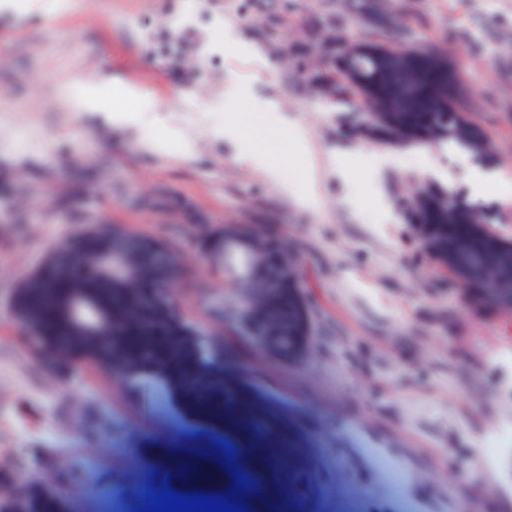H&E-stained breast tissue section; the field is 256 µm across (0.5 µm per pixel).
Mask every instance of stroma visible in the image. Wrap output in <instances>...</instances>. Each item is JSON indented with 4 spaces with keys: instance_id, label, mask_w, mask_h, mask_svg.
<instances>
[{
    "instance_id": "35a3bbf8",
    "label": "stroma",
    "mask_w": 512,
    "mask_h": 512,
    "mask_svg": "<svg viewBox=\"0 0 512 512\" xmlns=\"http://www.w3.org/2000/svg\"><path fill=\"white\" fill-rule=\"evenodd\" d=\"M356 2L0 0V499L136 512L148 483L269 512L277 485L255 450L277 434L290 448L279 472L307 512H512V311L470 306L407 207L438 188L512 240V0H385L404 42L457 64L485 159L450 139H360L351 101L289 72L287 48L314 28L365 31ZM146 103L165 126L104 118ZM230 120L274 142L288 132L300 167L269 174ZM228 223L299 256L313 326L300 361L225 324L239 291L203 239ZM117 224L170 244V293L211 329L181 337L179 367H77L22 339L9 309L22 279L59 242ZM186 454L206 481L186 477ZM35 455L38 480L17 489L11 475Z\"/></svg>"
}]
</instances>
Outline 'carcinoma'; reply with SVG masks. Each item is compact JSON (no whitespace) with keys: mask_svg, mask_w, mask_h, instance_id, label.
<instances>
[{"mask_svg":"<svg viewBox=\"0 0 512 512\" xmlns=\"http://www.w3.org/2000/svg\"><path fill=\"white\" fill-rule=\"evenodd\" d=\"M308 42L314 47L311 55L289 59L292 69L306 76L309 85L319 94L350 95L357 100L361 112L354 132L370 141L400 144L452 138L475 150L488 143L483 129L466 116L443 128L440 118L448 111V65L446 58L418 44L388 45L377 31L367 32L348 41L339 62L332 61L336 43L321 38L313 31ZM412 216L418 224L432 226L437 240L477 252L482 248H499L512 257V242L488 227L490 218L472 211L463 224H448V194L428 189L414 193ZM133 251L125 260L133 266L146 267L151 263L158 242L138 237L130 239ZM112 256L104 253L102 245L90 239L67 264L54 267V274L39 277L30 284L31 294L22 303L32 304L40 315L44 333L59 351L107 348L95 336L78 335L77 326L69 319L67 305L80 296L91 310L124 324L127 333L122 350L129 357L144 350L133 339L145 336L149 350L176 361L179 345L173 336L168 318L149 311L140 301L142 279L139 274L114 280L109 276ZM93 268L90 276H78L75 268Z\"/></svg>","mask_w":512,"mask_h":512,"instance_id":"1","label":"carcinoma"}]
</instances>
